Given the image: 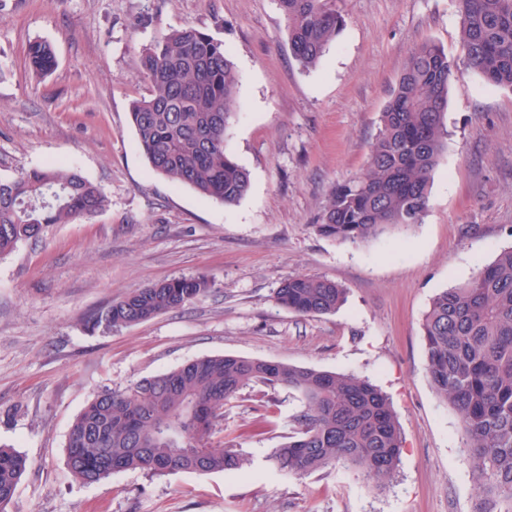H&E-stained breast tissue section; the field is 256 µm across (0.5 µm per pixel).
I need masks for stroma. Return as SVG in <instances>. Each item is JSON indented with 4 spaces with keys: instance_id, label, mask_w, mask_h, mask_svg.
<instances>
[{
    "instance_id": "stroma-1",
    "label": "stroma",
    "mask_w": 512,
    "mask_h": 512,
    "mask_svg": "<svg viewBox=\"0 0 512 512\" xmlns=\"http://www.w3.org/2000/svg\"><path fill=\"white\" fill-rule=\"evenodd\" d=\"M340 8L343 29L306 70L276 0H0V179L61 161L110 199L0 259V445L28 461L9 512H473L459 418L430 386L421 322L436 293L512 245V90L461 67L422 223L360 245L325 237L316 224L328 194L365 169L410 51L430 40L461 56L452 0ZM188 24L222 40L240 74L225 148L250 189L228 207L154 174L128 118L148 93L142 48ZM37 39L57 57L43 78L26 61ZM197 274L213 290L184 309L109 335L86 324L113 299ZM301 275L339 283L345 302L313 317L280 307L276 288ZM224 354L379 386L404 438L390 489L340 466L280 473L270 455L302 401L263 386L224 408V443L247 459L242 470L69 475V429L96 393Z\"/></svg>"
}]
</instances>
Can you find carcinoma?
I'll return each instance as SVG.
<instances>
[{"label": "carcinoma", "mask_w": 512, "mask_h": 512, "mask_svg": "<svg viewBox=\"0 0 512 512\" xmlns=\"http://www.w3.org/2000/svg\"><path fill=\"white\" fill-rule=\"evenodd\" d=\"M337 2L277 0L292 57L305 69L318 64L345 24ZM454 3L461 63L487 84L512 89V0ZM27 58L38 76L57 65L53 47L42 40L29 44ZM458 63L433 42L411 51L381 112L367 168L332 190L320 234L361 244L422 223L448 136V91ZM140 72L149 94L130 103L129 118L152 171L226 206L238 203L250 175L224 145L239 87L224 41L192 25L162 33L142 49ZM108 205L99 185L63 164L0 180V257ZM212 286L204 275L159 281L101 306L86 321L110 334L189 306ZM345 294L325 277L296 276L280 283L274 299L313 316L335 312ZM421 330L429 383L459 416L477 490L474 512H512V246L479 265L470 280L438 292ZM256 384L285 387L304 401L271 455L281 473L301 479L343 465L379 491L391 484L403 437L387 395L371 380L233 354L201 357L95 394L70 427L67 469L84 482L125 470L152 477L238 471L247 459L211 439L221 431L224 405ZM26 469L20 452L0 446V512H8Z\"/></svg>", "instance_id": "cac0c4a2"}]
</instances>
